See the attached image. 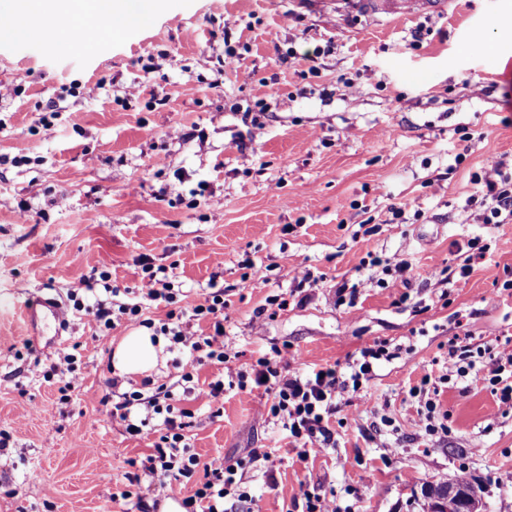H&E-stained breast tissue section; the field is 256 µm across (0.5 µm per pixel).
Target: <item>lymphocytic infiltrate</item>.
Here are the masks:
<instances>
[{
    "mask_svg": "<svg viewBox=\"0 0 512 512\" xmlns=\"http://www.w3.org/2000/svg\"><path fill=\"white\" fill-rule=\"evenodd\" d=\"M479 195L487 201L483 221L487 224L512 222V168L504 159L488 161L483 176L479 177ZM93 274L72 286L68 296L75 305H82L83 298L103 290L105 296L96 301L92 315L99 330L109 331L117 323L127 322L152 330L154 335L167 337L171 350L177 356L172 366L177 373L175 385L155 384L143 379L139 388L123 390V380L112 377L107 382L108 391L102 398L113 418L123 422L128 435L142 434L148 421L140 408L150 409L160 418L158 437L153 443V452L127 473L130 485L137 493L132 504L134 512H151L147 494L180 495L184 512H224L226 497L246 498L247 490L238 479L239 469L245 468L246 460L225 464L217 457L201 463L192 453L186 440L187 420L191 416L176 394V387L193 382L199 369L207 364L221 365L230 357L224 340V310L227 303L224 290L217 283H209L203 303L192 309L195 320L205 323L206 329L198 335H186L177 311L178 294L166 267H154L151 262L141 264V285L129 301H120V288L111 286L110 263L98 259L92 268ZM163 303L168 307L164 320L147 318L146 312L152 304ZM449 358L458 360L457 376L461 383H483L499 401L512 405V344L498 343L492 346L463 347L449 345ZM386 342L377 341L364 347L358 358L350 364L347 372L334 367H322L301 375L290 371L293 355L285 349L274 350L251 364L248 371L238 373L237 386L246 389L255 385L267 394L261 404L260 414L280 419L296 447L305 451L327 448L335 442L331 419L336 414V402L346 395L359 394L372 380L380 361L392 359ZM429 378H422L419 385L409 390L416 399L418 421L427 435H445L449 432L448 414L441 411L436 398L430 397L427 387ZM196 478L191 495L181 496L184 480Z\"/></svg>",
    "mask_w": 512,
    "mask_h": 512,
    "instance_id": "f902f5d3",
    "label": "lymphocytic infiltrate"
}]
</instances>
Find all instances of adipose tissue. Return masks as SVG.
Returning a JSON list of instances; mask_svg holds the SVG:
<instances>
[{"instance_id": "1", "label": "adipose tissue", "mask_w": 512, "mask_h": 512, "mask_svg": "<svg viewBox=\"0 0 512 512\" xmlns=\"http://www.w3.org/2000/svg\"><path fill=\"white\" fill-rule=\"evenodd\" d=\"M69 12L75 25L94 20L105 22L112 31L134 26L157 11L159 0H0V14L19 13L38 18L50 8ZM162 338L152 337L149 330L140 329L122 337L112 354V366L121 376H151L163 351Z\"/></svg>"}]
</instances>
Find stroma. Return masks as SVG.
<instances>
[{"label":"stroma","mask_w":512,"mask_h":512,"mask_svg":"<svg viewBox=\"0 0 512 512\" xmlns=\"http://www.w3.org/2000/svg\"><path fill=\"white\" fill-rule=\"evenodd\" d=\"M508 18L512 0H455L413 20L305 0H162L131 32L77 50L42 32L61 16L0 39V512H126L128 462L156 436L125 434L101 399L131 327L101 333L68 290L102 257L113 284L135 287L145 256L174 265L186 334L209 280L224 287L233 356L200 381L283 347L299 373L345 370L376 341L398 352L338 400L335 447L306 456L260 415V391L225 390L219 415L192 393V452L254 459L250 501L226 498V512H302L309 492L340 512H423L421 484L463 470L487 512H512V407L483 385L461 389L448 356L463 332L475 346L512 337V223H483L470 202L488 160H512ZM228 43L252 81L220 74ZM467 129L477 139L462 141ZM202 182L211 195L197 204ZM394 203L399 224L385 221ZM371 217L380 231L361 235ZM475 235L490 251L468 277L422 280L462 263ZM370 252L412 264L407 302L361 269ZM248 258L266 282L245 277ZM305 268L316 285L298 286ZM343 282L358 286L355 307L336 301ZM279 294L287 308L257 316ZM63 349L80 367L66 400L44 377ZM425 376L448 413L442 440L415 424L408 391Z\"/></svg>","instance_id":"obj_1"}]
</instances>
